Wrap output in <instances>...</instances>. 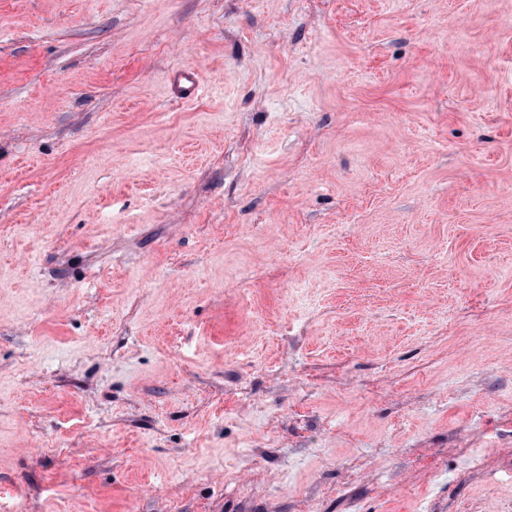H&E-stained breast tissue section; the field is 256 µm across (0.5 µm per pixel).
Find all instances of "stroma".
Instances as JSON below:
<instances>
[{
	"label": "stroma",
	"instance_id": "stroma-1",
	"mask_svg": "<svg viewBox=\"0 0 512 512\" xmlns=\"http://www.w3.org/2000/svg\"><path fill=\"white\" fill-rule=\"evenodd\" d=\"M0 512H512V0H0ZM173 85L181 99L194 100L200 88L198 74L194 70L185 69L177 75Z\"/></svg>",
	"mask_w": 512,
	"mask_h": 512
}]
</instances>
